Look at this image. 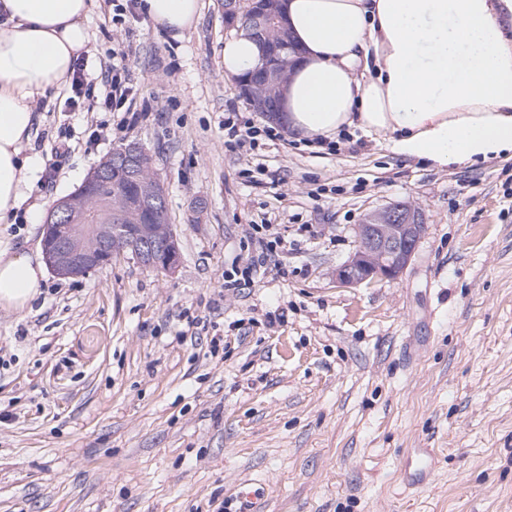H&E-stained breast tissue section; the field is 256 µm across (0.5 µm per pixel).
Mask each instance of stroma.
<instances>
[{
	"label": "stroma",
	"mask_w": 512,
	"mask_h": 512,
	"mask_svg": "<svg viewBox=\"0 0 512 512\" xmlns=\"http://www.w3.org/2000/svg\"><path fill=\"white\" fill-rule=\"evenodd\" d=\"M182 35L92 0L87 71L127 54L138 119L38 101L25 148L52 186L0 237L42 241L48 212L113 150L141 143L163 181L180 263L129 254L85 277L48 275L22 312L0 309V512H512V159L445 168L348 129L338 150L284 138L230 148L226 113L268 120L225 77L223 0ZM70 147L56 158L60 144ZM398 202L427 226L394 280L336 271L356 228ZM284 240L255 285L225 290L253 248ZM410 448L431 482L405 487ZM437 453L433 448H410L401 474L405 485L422 488L433 474Z\"/></svg>",
	"instance_id": "1"
}]
</instances>
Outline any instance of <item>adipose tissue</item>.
Here are the masks:
<instances>
[{"label": "adipose tissue", "mask_w": 512, "mask_h": 512, "mask_svg": "<svg viewBox=\"0 0 512 512\" xmlns=\"http://www.w3.org/2000/svg\"><path fill=\"white\" fill-rule=\"evenodd\" d=\"M91 0H0V223H9L37 171L22 147L35 102L69 82L84 50ZM154 26L181 35L201 0H140ZM301 50L280 99L303 138L358 128L397 156L439 167L512 154V0H285ZM224 74L261 63L245 34L225 40ZM47 267L40 249L0 242V307L25 309Z\"/></svg>", "instance_id": "obj_1"}]
</instances>
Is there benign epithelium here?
<instances>
[{"instance_id": "benign-epithelium-1", "label": "benign epithelium", "mask_w": 512, "mask_h": 512, "mask_svg": "<svg viewBox=\"0 0 512 512\" xmlns=\"http://www.w3.org/2000/svg\"><path fill=\"white\" fill-rule=\"evenodd\" d=\"M247 17L238 9H224V27L254 32V23L266 18L276 23L282 47L264 54L260 72L239 77L241 95L256 112L274 119L279 115L281 91L287 83L294 59L283 0H247ZM120 168L138 187L130 200L117 197V204L102 214L103 221L88 223L91 210L84 205L97 199L96 189L111 181L112 169ZM165 188L153 168L152 158L136 142L104 157L73 193L59 198L44 221L43 248L47 265L56 275L85 277L103 267L112 257L130 253L141 263L156 266V253L165 254V269L173 271L179 263L176 235L167 224L164 208ZM422 214L408 203H395L370 213L358 226V247L353 257L337 273L346 286L370 285L383 279H396L418 252L426 233Z\"/></svg>"}]
</instances>
